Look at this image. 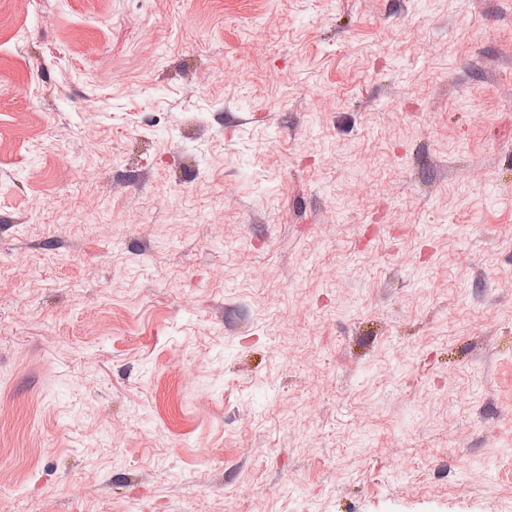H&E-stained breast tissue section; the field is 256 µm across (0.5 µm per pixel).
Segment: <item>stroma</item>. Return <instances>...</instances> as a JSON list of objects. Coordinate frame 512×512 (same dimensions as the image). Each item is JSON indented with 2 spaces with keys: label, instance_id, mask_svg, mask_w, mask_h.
Here are the masks:
<instances>
[{
  "label": "stroma",
  "instance_id": "obj_1",
  "mask_svg": "<svg viewBox=\"0 0 512 512\" xmlns=\"http://www.w3.org/2000/svg\"><path fill=\"white\" fill-rule=\"evenodd\" d=\"M0 512H512V0H0Z\"/></svg>",
  "mask_w": 512,
  "mask_h": 512
}]
</instances>
